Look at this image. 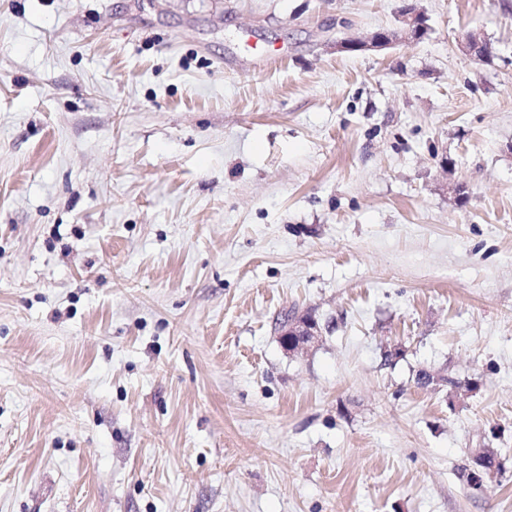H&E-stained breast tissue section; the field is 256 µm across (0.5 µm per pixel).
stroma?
I'll list each match as a JSON object with an SVG mask.
<instances>
[{"label":"stroma","instance_id":"1","mask_svg":"<svg viewBox=\"0 0 512 512\" xmlns=\"http://www.w3.org/2000/svg\"><path fill=\"white\" fill-rule=\"evenodd\" d=\"M408 1L0 0V512H512V0ZM396 33L393 31L374 32L367 40L355 44H344L342 48L354 51L381 50L391 46L396 41ZM282 348L288 355H295L312 347L322 338L318 323L305 314L285 317L279 325Z\"/></svg>","mask_w":512,"mask_h":512}]
</instances>
